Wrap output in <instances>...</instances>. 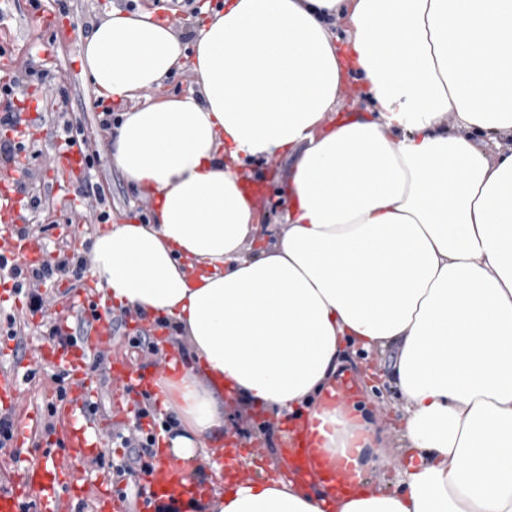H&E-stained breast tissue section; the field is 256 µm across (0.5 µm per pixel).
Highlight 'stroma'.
<instances>
[{
  "label": "stroma",
  "mask_w": 512,
  "mask_h": 512,
  "mask_svg": "<svg viewBox=\"0 0 512 512\" xmlns=\"http://www.w3.org/2000/svg\"><path fill=\"white\" fill-rule=\"evenodd\" d=\"M127 0H8L10 16L7 20L9 36L0 45V67L9 64L13 53L26 51L35 54L38 63L50 73L46 82L28 84L25 95L47 98L48 108L43 112L41 127L35 142L38 158L30 160L28 169L20 181L27 190L43 191L52 185L56 174L49 162L54 143L55 120L58 113H69L81 122L88 139L100 145V159L95 164L94 180L103 189L105 208L110 213L111 223L122 224L129 218L139 216L143 199L132 188L112 161L108 135L98 128L97 99L93 87L83 72L82 48L87 36L112 6H126ZM56 14L66 12L63 26L58 29L33 27L30 18L34 12ZM65 87L66 96H59L58 87ZM100 223L95 211L71 208L65 191L54 194L44 223L43 235L54 243L53 260L72 259L78 251L70 245L71 238L91 241L99 231ZM24 323L28 337L49 332L54 326L56 314L52 307L30 312L27 299L13 296L0 301V356L8 355L16 339L9 334L10 319ZM393 356L392 350H357L350 355L346 375L354 377L363 398L358 407L363 417L373 424L377 433H390L402 425L397 407L402 398L387 382ZM143 400L139 390L111 391L109 385L97 383L91 401L97 406L96 419L104 421L107 429L118 432L130 426ZM226 425L225 435L234 437L243 444V457L251 460L252 475L271 478L269 468L273 458L278 457L288 428L287 419H278L266 410L251 412L247 406L237 404L234 399L224 401Z\"/></svg>",
  "instance_id": "stroma-1"
}]
</instances>
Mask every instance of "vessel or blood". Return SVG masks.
Wrapping results in <instances>:
<instances>
[{"mask_svg":"<svg viewBox=\"0 0 512 512\" xmlns=\"http://www.w3.org/2000/svg\"><path fill=\"white\" fill-rule=\"evenodd\" d=\"M19 120L14 125L0 127L4 139L21 142L33 134L37 117V103L20 105ZM53 170L66 181L82 179L87 171V152L77 145H57L52 158ZM23 166L17 162L0 163V261L7 260L25 269L45 265L50 250L41 238L24 233L27 205L15 189V182ZM62 317H69L75 309L94 308L96 316L83 329L78 353L58 352L57 337H46L38 344L37 354L22 352L12 357L10 369H0V410L13 415L12 437L8 450L0 452V512H69V496L93 495L91 485L82 481L81 465L100 455L104 445L102 437H95L78 417L92 389L80 386L71 396L67 410L56 413L51 431L55 444L52 466L40 461L20 463L14 454L29 438L31 424L37 416L16 417L15 411L22 394V382L29 375L33 360L51 364L69 375L84 373L90 358L105 349L112 334V314L107 299L86 294L70 293L55 300ZM171 363L163 358L152 365L138 364L121 354L111 355L108 374L115 385L127 386L139 382L151 386L153 381L165 375ZM360 389L354 378L340 377L333 395L327 399L331 406H348L359 400ZM322 438L312 430L306 420L291 421L288 439L280 450V466L286 477H300L313 486L332 487L336 495H344L356 486L355 475L343 461L331 462L319 446ZM141 498L145 501L179 504L181 500H198L206 492L205 486L194 479L185 463L172 458H153L150 469L143 474L139 484Z\"/></svg>","mask_w":512,"mask_h":512,"instance_id":"obj_1","label":"vessel or blood"}]
</instances>
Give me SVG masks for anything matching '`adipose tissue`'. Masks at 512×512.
I'll list each match as a JSON object with an SVG mask.
<instances>
[{
    "instance_id": "obj_1",
    "label": "adipose tissue",
    "mask_w": 512,
    "mask_h": 512,
    "mask_svg": "<svg viewBox=\"0 0 512 512\" xmlns=\"http://www.w3.org/2000/svg\"><path fill=\"white\" fill-rule=\"evenodd\" d=\"M347 26L344 46L327 21ZM370 117L338 110L344 65ZM189 66L198 92L141 102ZM83 71L134 102L111 137L149 224L91 243V275L118 307L165 317L193 359L165 380L167 436L211 458L222 395L275 417L307 407L359 488L335 512H512V0H224L191 42L115 8ZM292 161L284 224L262 227L245 162ZM391 347L404 400L396 449L420 463L391 492L353 418L317 405L347 346ZM326 495L249 478L211 512H324Z\"/></svg>"
}]
</instances>
